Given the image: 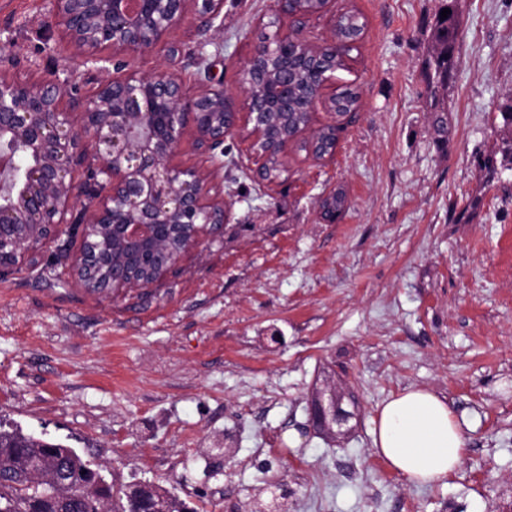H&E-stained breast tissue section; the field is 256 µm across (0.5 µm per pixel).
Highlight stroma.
Wrapping results in <instances>:
<instances>
[{
	"mask_svg": "<svg viewBox=\"0 0 512 512\" xmlns=\"http://www.w3.org/2000/svg\"><path fill=\"white\" fill-rule=\"evenodd\" d=\"M447 138L425 108L442 0H330L301 28L325 45L357 12L360 38L323 89L360 98L333 155L289 147L255 182L242 133L213 183L219 233L143 288L93 294L71 276V225L36 264L0 275V428L77 450L121 489L150 482L187 512H512V168L477 159L512 138V0H457ZM269 0H224L204 52L224 91ZM54 0H0V74L91 93L165 50L99 52L63 39ZM346 202L333 219L321 202ZM446 398L468 447L445 484L419 488L375 454L376 408L405 387ZM349 419L324 430L315 398Z\"/></svg>",
	"mask_w": 512,
	"mask_h": 512,
	"instance_id": "stroma-1",
	"label": "stroma"
}]
</instances>
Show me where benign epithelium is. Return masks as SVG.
<instances>
[{"instance_id": "obj_1", "label": "benign epithelium", "mask_w": 512, "mask_h": 512, "mask_svg": "<svg viewBox=\"0 0 512 512\" xmlns=\"http://www.w3.org/2000/svg\"><path fill=\"white\" fill-rule=\"evenodd\" d=\"M190 0H55L67 42L95 61L96 53L147 54L168 44L187 15ZM296 0H271L265 30L289 20L288 33H263L254 41L242 72L241 101L197 73L187 80L175 72L132 71L101 82L82 101L68 103L67 86L49 80L0 75V146L20 148L25 165L0 151V271L35 263L41 248L69 223L84 194L74 172L88 153L106 193L84 211L81 247L73 279L108 295L145 287L163 277L208 232L224 224L229 208L211 197L210 183L224 168L215 150L240 126L253 156L254 178L267 182L268 160L284 158L288 138L270 135L264 117L271 95L288 100V66L265 70L261 57L288 54L300 41L304 17ZM224 0H202L197 32L213 27ZM200 163L173 164L186 129Z\"/></svg>"}]
</instances>
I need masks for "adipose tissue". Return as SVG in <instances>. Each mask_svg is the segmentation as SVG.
<instances>
[{
    "instance_id": "obj_1",
    "label": "adipose tissue",
    "mask_w": 512,
    "mask_h": 512,
    "mask_svg": "<svg viewBox=\"0 0 512 512\" xmlns=\"http://www.w3.org/2000/svg\"><path fill=\"white\" fill-rule=\"evenodd\" d=\"M372 424L376 454L411 484L443 482L464 459L467 440L460 423L431 390L404 388L378 406Z\"/></svg>"
}]
</instances>
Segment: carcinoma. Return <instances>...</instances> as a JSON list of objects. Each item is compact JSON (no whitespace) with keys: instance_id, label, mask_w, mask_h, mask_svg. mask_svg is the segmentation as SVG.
I'll list each match as a JSON object with an SVG mask.
<instances>
[{"instance_id":"obj_1","label":"carcinoma","mask_w":512,"mask_h":512,"mask_svg":"<svg viewBox=\"0 0 512 512\" xmlns=\"http://www.w3.org/2000/svg\"><path fill=\"white\" fill-rule=\"evenodd\" d=\"M451 19L436 21L432 48L426 58L428 84L426 105L434 115L445 112L439 90L452 82L456 70L458 36L448 37ZM363 25L354 12L342 14L335 28L336 41L352 42ZM347 54L326 47L313 54L295 44L288 54V78L292 90L288 96V136L294 138L309 124L307 105L319 90L312 79L315 71L335 72L345 67ZM359 92L346 88L333 99L336 115L341 117L356 108ZM339 128L326 125L315 135L314 154H330L337 143ZM95 475L90 465L73 448L25 435L15 429L0 430V512H148L150 504L164 500L168 512H184L182 503L167 489L151 485L139 497L132 486L113 490L93 486Z\"/></svg>"}]
</instances>
